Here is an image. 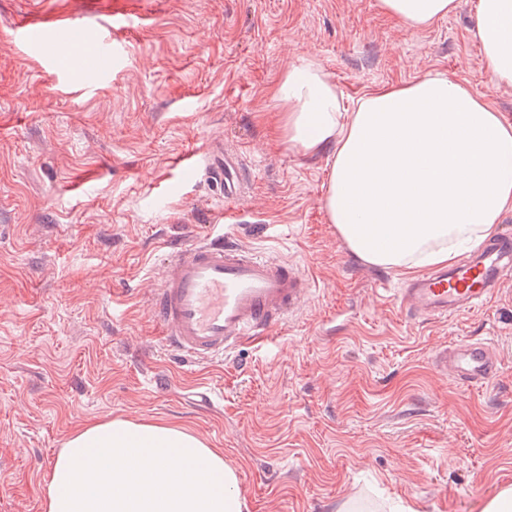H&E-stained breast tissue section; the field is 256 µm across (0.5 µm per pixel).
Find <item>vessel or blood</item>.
I'll return each mask as SVG.
<instances>
[{
  "instance_id": "obj_1",
  "label": "vessel or blood",
  "mask_w": 512,
  "mask_h": 512,
  "mask_svg": "<svg viewBox=\"0 0 512 512\" xmlns=\"http://www.w3.org/2000/svg\"><path fill=\"white\" fill-rule=\"evenodd\" d=\"M69 37L80 26L70 17L36 8L15 23V32L38 34L42 27ZM121 38L106 42L97 37L87 53L97 70L112 68ZM185 167L204 163L210 179L224 192L225 206L242 195L237 155L221 142H210L205 153L187 151ZM512 275V237L503 235L475 256L449 268L436 269L407 284L402 299L412 314L426 320H445L483 307L501 281ZM311 291V282L295 265L257 255L250 248L210 237L173 251L151 304L163 330L167 348L190 362L223 358L258 331L292 317ZM437 367L456 383L472 386L488 382L499 359L489 345L462 341L445 345L434 356Z\"/></svg>"
}]
</instances>
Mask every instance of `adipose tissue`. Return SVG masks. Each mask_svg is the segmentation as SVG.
I'll return each instance as SVG.
<instances>
[{"label": "adipose tissue", "instance_id": "1", "mask_svg": "<svg viewBox=\"0 0 512 512\" xmlns=\"http://www.w3.org/2000/svg\"><path fill=\"white\" fill-rule=\"evenodd\" d=\"M459 0H380L411 30ZM474 36L491 81L512 88V0H478ZM275 95L278 134L309 156L332 149L323 199L329 223L362 263L407 274L453 265L512 209V122L465 84L427 75L389 86L345 111L311 59L292 65ZM222 450L187 427L104 418L60 449L43 512H248Z\"/></svg>", "mask_w": 512, "mask_h": 512}]
</instances>
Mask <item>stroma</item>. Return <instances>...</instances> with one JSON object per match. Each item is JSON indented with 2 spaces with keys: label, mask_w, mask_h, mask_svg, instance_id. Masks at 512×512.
I'll return each instance as SVG.
<instances>
[{
  "label": "stroma",
  "mask_w": 512,
  "mask_h": 512,
  "mask_svg": "<svg viewBox=\"0 0 512 512\" xmlns=\"http://www.w3.org/2000/svg\"><path fill=\"white\" fill-rule=\"evenodd\" d=\"M0 0V512H42L56 455L104 417L188 427L238 471L249 512H484L512 488V277L483 307L409 316L405 276L355 259L323 207L331 151L279 140L273 88L300 59L347 109L441 74L512 121L474 37L477 0L413 31L379 0H152L111 71ZM220 139L249 175L233 211L186 151ZM222 235L296 265L298 312L224 360L167 352L150 299L170 248ZM490 343L466 388L433 356ZM212 388L217 403L198 402Z\"/></svg>",
  "instance_id": "obj_1"
}]
</instances>
